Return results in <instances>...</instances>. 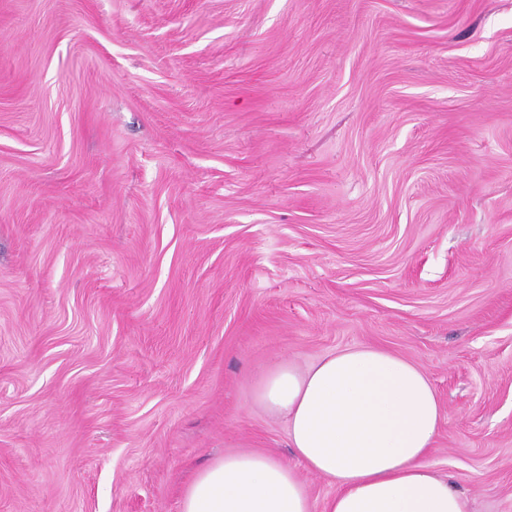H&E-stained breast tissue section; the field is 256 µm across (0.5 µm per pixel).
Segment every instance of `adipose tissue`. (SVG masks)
Instances as JSON below:
<instances>
[{"mask_svg":"<svg viewBox=\"0 0 512 512\" xmlns=\"http://www.w3.org/2000/svg\"><path fill=\"white\" fill-rule=\"evenodd\" d=\"M256 399L285 419L297 466L267 452L224 454L185 487L181 512H311L301 467L335 487L328 512H468L427 462L442 413L419 365L372 346L305 369L279 362L259 377Z\"/></svg>","mask_w":512,"mask_h":512,"instance_id":"obj_1","label":"adipose tissue"}]
</instances>
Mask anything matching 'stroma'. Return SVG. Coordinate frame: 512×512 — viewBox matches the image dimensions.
I'll return each mask as SVG.
<instances>
[{
    "label": "stroma",
    "instance_id": "stroma-1",
    "mask_svg": "<svg viewBox=\"0 0 512 512\" xmlns=\"http://www.w3.org/2000/svg\"><path fill=\"white\" fill-rule=\"evenodd\" d=\"M356 346L512 512V0H0V512L295 463L259 373Z\"/></svg>",
    "mask_w": 512,
    "mask_h": 512
}]
</instances>
